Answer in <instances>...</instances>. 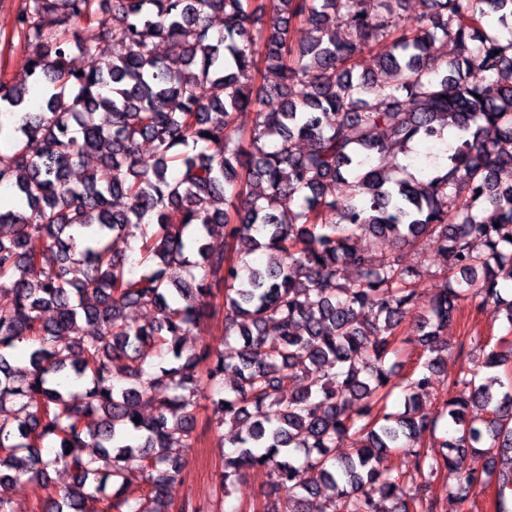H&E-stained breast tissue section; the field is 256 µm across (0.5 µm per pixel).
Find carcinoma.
<instances>
[{
    "label": "carcinoma",
    "mask_w": 512,
    "mask_h": 512,
    "mask_svg": "<svg viewBox=\"0 0 512 512\" xmlns=\"http://www.w3.org/2000/svg\"><path fill=\"white\" fill-rule=\"evenodd\" d=\"M395 2L21 0L12 36L44 94L33 111L27 83L0 80V130L9 119L20 133L0 152V187L23 202L0 211L12 227L0 235V291L12 295L0 309V410L15 406L0 413V485L25 475L36 487L61 467L73 485L37 512H190L167 497L184 470L169 449L190 447L207 399L215 431L249 423L214 469L219 512L264 473L277 499L250 503L258 512H434L389 464L397 452L414 475L444 478L457 512L488 487L505 512L512 375L463 366L435 411L426 398L462 302L512 329V183L498 182L512 169V0H422L410 28ZM300 25L310 37L297 45ZM170 39L183 47L173 64L155 51ZM437 41L453 55L431 59ZM360 49L375 55L370 74L357 71ZM76 51L89 60L81 75ZM449 129L443 163L394 176L407 170L398 155ZM86 157L98 165L71 183ZM487 204L494 224L481 216ZM366 235L395 251L356 248ZM428 237L446 256V286L423 307L416 280L429 269L398 250ZM125 241L138 258L111 247ZM220 298L224 343H240L234 362L208 343L183 347ZM145 306L158 317L128 319ZM407 319L422 353L403 410L388 412ZM469 341L489 349L485 368L512 365V343L503 355L502 338ZM152 353L161 361L148 370ZM228 370L224 395L209 396ZM83 381L76 404L68 387ZM442 418L450 438L434 451L421 439ZM339 444L350 454L332 456ZM89 446L97 453H79ZM470 453L487 466L464 467ZM300 460L327 501L297 481ZM132 483L144 487L137 499L124 494Z\"/></svg>",
    "instance_id": "1"
}]
</instances>
